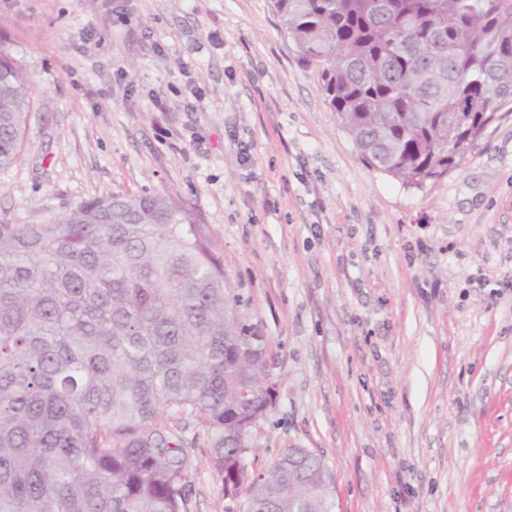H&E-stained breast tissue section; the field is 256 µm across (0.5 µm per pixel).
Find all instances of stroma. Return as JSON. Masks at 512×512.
Listing matches in <instances>:
<instances>
[{"instance_id":"obj_1","label":"stroma","mask_w":512,"mask_h":512,"mask_svg":"<svg viewBox=\"0 0 512 512\" xmlns=\"http://www.w3.org/2000/svg\"><path fill=\"white\" fill-rule=\"evenodd\" d=\"M0 40L32 102L0 219L181 200L278 383L248 467L315 452L335 512H512V113L408 187L361 161L271 0H0ZM194 454L190 512H225Z\"/></svg>"}]
</instances>
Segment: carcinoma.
Here are the masks:
<instances>
[{
	"label": "carcinoma",
	"mask_w": 512,
	"mask_h": 512,
	"mask_svg": "<svg viewBox=\"0 0 512 512\" xmlns=\"http://www.w3.org/2000/svg\"><path fill=\"white\" fill-rule=\"evenodd\" d=\"M271 2L363 162L406 186L444 177L512 112V0ZM29 112L0 42V168ZM237 304L170 196L0 219V512H188L191 422L236 512H333L316 454L247 469L234 436L274 402Z\"/></svg>",
	"instance_id": "carcinoma-1"
}]
</instances>
